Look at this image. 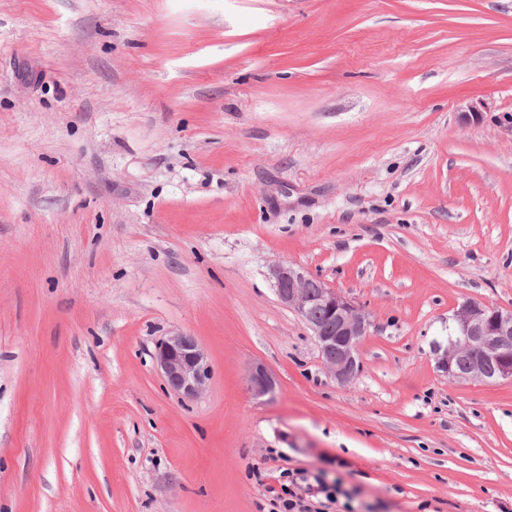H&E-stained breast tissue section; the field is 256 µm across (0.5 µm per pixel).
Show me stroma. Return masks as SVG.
<instances>
[{"instance_id": "35a3bbf8", "label": "stroma", "mask_w": 512, "mask_h": 512, "mask_svg": "<svg viewBox=\"0 0 512 512\" xmlns=\"http://www.w3.org/2000/svg\"><path fill=\"white\" fill-rule=\"evenodd\" d=\"M277 262L368 311L353 383ZM467 300L512 310V0H0V512H257L287 470L512 512V380L438 366ZM157 369L167 386L185 399L197 398L209 379V363L198 340L184 332H173L156 347ZM249 381L253 392L263 396L272 393L275 389V379L263 365H253L249 369Z\"/></svg>"}]
</instances>
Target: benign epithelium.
Wrapping results in <instances>:
<instances>
[{"label":"benign epithelium","instance_id":"1","mask_svg":"<svg viewBox=\"0 0 512 512\" xmlns=\"http://www.w3.org/2000/svg\"><path fill=\"white\" fill-rule=\"evenodd\" d=\"M279 302L295 311L316 336L324 364L341 385L352 383L362 369L359 346L370 327L368 314L323 280L294 264L277 263L270 268ZM318 297L332 325L326 326L311 311ZM453 334L441 366L455 379L497 381L512 379V310L466 301L453 314ZM462 355L470 368L455 367ZM157 369L167 386L185 399L198 397L209 379V363L198 340L184 332H173L156 347ZM253 392L259 396L275 389V379L266 367L249 369Z\"/></svg>","mask_w":512,"mask_h":512}]
</instances>
